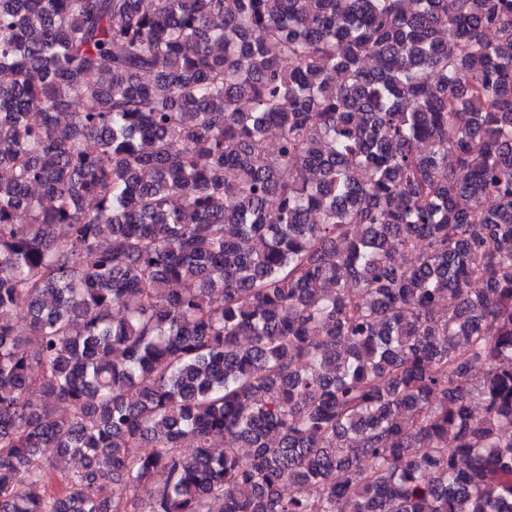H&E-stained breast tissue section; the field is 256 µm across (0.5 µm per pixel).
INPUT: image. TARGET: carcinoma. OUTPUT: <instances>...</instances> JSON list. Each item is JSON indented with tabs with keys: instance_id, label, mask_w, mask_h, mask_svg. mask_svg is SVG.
Instances as JSON below:
<instances>
[{
	"instance_id": "cac0c4a2",
	"label": "carcinoma",
	"mask_w": 512,
	"mask_h": 512,
	"mask_svg": "<svg viewBox=\"0 0 512 512\" xmlns=\"http://www.w3.org/2000/svg\"><path fill=\"white\" fill-rule=\"evenodd\" d=\"M0 512H512V0H0Z\"/></svg>"
}]
</instances>
